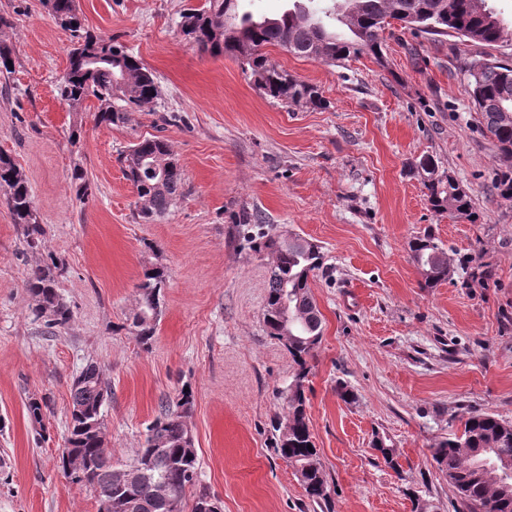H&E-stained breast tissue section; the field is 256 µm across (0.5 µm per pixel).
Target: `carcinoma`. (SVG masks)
I'll return each mask as SVG.
<instances>
[{
    "instance_id": "obj_1",
    "label": "carcinoma",
    "mask_w": 512,
    "mask_h": 512,
    "mask_svg": "<svg viewBox=\"0 0 512 512\" xmlns=\"http://www.w3.org/2000/svg\"><path fill=\"white\" fill-rule=\"evenodd\" d=\"M331 6L319 16L305 0H292V6L274 18L256 19L242 11L241 0H209L206 10L188 9L181 27L199 50L214 57L228 56L250 70L255 87L264 95L290 107L327 108L318 87L272 62L265 48L276 46L300 57L328 64L351 56L367 54L382 62V34L396 22L403 28L431 35H452L466 42L495 45L508 35L486 0H329ZM46 7L56 25L69 33L72 47L69 67L59 83V96L77 109L94 97L100 102L95 113L98 125L114 126L126 121L127 113L140 111L154 102L158 88L154 75L127 48L113 38H102L87 31L76 0H47ZM473 99L496 142L503 161L498 189L512 199V66L486 61L470 71ZM149 156L165 164L161 184L147 170L133 178L136 194L148 201L137 217L150 222L164 216L184 188V174L169 144L159 136L136 143L124 161L132 156ZM417 171L427 190L432 208L458 219L474 218L472 200L458 182L431 157L421 159ZM0 187L7 191L6 205L13 223L20 227L25 250L42 255L24 281L26 293L34 301V320L44 321L47 329H61L72 320V312L57 290L60 265L45 252V230L40 223L28 180L6 154H0ZM252 216L242 217L237 233L256 253L273 258L264 307V323L270 336L284 342L298 366V372L284 395L285 420L273 425L274 452L294 469L309 500L329 505L330 486L314 444L306 410L305 382L308 359L322 341V317L310 288V278L323 268L319 247L298 237L285 238L271 227L251 231ZM410 250L420 269L423 288H434L462 270L471 279L484 281L492 276L488 268L470 266L471 259L457 261L425 233L410 241ZM164 272L144 271V280L132 315L140 343H151L160 308ZM109 392L100 379L97 365L89 363L73 380L69 422L60 464L74 456L88 463L82 475L72 479L99 490L98 512H111L107 499L118 469L112 454L99 451L90 421L104 416L103 395ZM195 401L194 392L180 390L173 404L162 407L148 426L142 448L128 468L136 472L132 512H170L169 499L179 501L181 512H207L211 498L198 488L197 452L186 439L188 418ZM27 412L35 423H42L47 400L30 398ZM438 470L460 497L467 512H512V475L505 474L502 462H512V424L488 412H471L462 421V430L438 441L432 448ZM194 490L192 500L186 491Z\"/></svg>"
}]
</instances>
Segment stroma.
I'll use <instances>...</instances> for the list:
<instances>
[{"mask_svg":"<svg viewBox=\"0 0 512 512\" xmlns=\"http://www.w3.org/2000/svg\"><path fill=\"white\" fill-rule=\"evenodd\" d=\"M84 26L151 70L159 97L120 126L96 125V99L72 111L57 95L71 42L44 0H0V40L15 50L0 74V152L28 179L48 250L65 265L57 289L72 311L47 334L28 310L25 252L0 189V512H97L89 487L59 467L70 388L89 363L111 395L114 461L134 458L160 404L191 386L189 424L201 480L224 512H322L272 451L273 421L296 374L268 336L271 259L238 237L242 213L318 245L311 278L323 338L309 361L307 415L330 484L331 512H466L431 456L469 412L512 423V200L471 92L469 71L512 65L495 46L394 27L383 62L329 65L268 47L272 62L317 85L330 106L288 109L265 98L226 57L200 52L180 28L207 0H77ZM171 144L183 193L152 224L120 157L139 139ZM433 157L470 195L474 220L435 212L414 165ZM90 182L78 199L69 175ZM431 233L448 253L487 264L430 289L409 242ZM164 270L161 316L141 345L129 314L145 268ZM345 383L349 400L336 394ZM48 399L43 425L28 397ZM394 448L389 468L373 438Z\"/></svg>","mask_w":512,"mask_h":512,"instance_id":"stroma-1","label":"stroma"}]
</instances>
